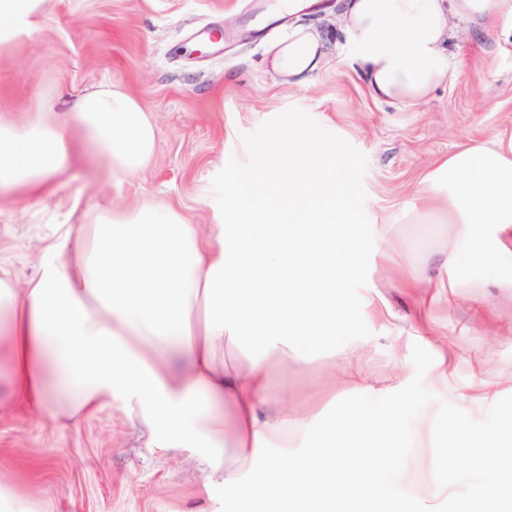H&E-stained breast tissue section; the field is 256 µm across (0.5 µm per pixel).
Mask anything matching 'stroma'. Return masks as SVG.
Returning <instances> with one entry per match:
<instances>
[{
    "mask_svg": "<svg viewBox=\"0 0 512 512\" xmlns=\"http://www.w3.org/2000/svg\"><path fill=\"white\" fill-rule=\"evenodd\" d=\"M340 0L288 16L278 0H47L36 28L18 46L0 48V113L25 112L59 95L111 82L149 112L155 152L140 174L115 181L82 152L53 193L0 209V276L26 287L46 249L63 234L71 210L107 202L119 209L164 204L200 231L213 224V202L234 192L230 172L252 166L275 136L292 128L335 147L342 157L344 220L370 232L346 288L348 314L331 329L335 349L289 355L272 370L271 388L292 404L318 391L351 396L339 367L359 352L373 379L406 386L417 337L409 322L417 298L380 256L383 237L401 248L428 283L430 256L448 250L445 224L418 222V182L433 164L472 139L512 137V44L467 30L453 58L456 81L425 102L396 108L374 101L344 65ZM326 30L332 64L306 87L266 72L272 44L292 23ZM495 264L472 267L456 306L430 310L432 343L452 356L448 384L430 411L454 402L472 377L512 383V294L495 288ZM381 293L389 307L373 315ZM150 433L119 401L78 422L18 402L0 378V483L18 489L41 512H254L228 502L207 481L204 463L182 448H154ZM433 448L414 445L399 485L426 506L441 499L419 476Z\"/></svg>",
    "mask_w": 512,
    "mask_h": 512,
    "instance_id": "obj_1",
    "label": "stroma"
}]
</instances>
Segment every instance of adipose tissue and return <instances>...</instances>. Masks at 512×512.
<instances>
[{"label":"adipose tissue","mask_w":512,"mask_h":512,"mask_svg":"<svg viewBox=\"0 0 512 512\" xmlns=\"http://www.w3.org/2000/svg\"><path fill=\"white\" fill-rule=\"evenodd\" d=\"M44 2L0 0L1 48L33 31ZM341 9L354 69L372 99L397 107L455 81L454 22L512 37V0H342ZM328 44L323 31L299 25L273 45L267 64L304 87L323 68ZM79 139L120 177L154 154L147 112L101 83L19 123L0 115V201L50 190L73 166ZM271 151L276 170L239 171L247 192L221 203L207 235L161 205L98 208L49 247L36 281L20 290L0 277V364L15 397L40 411L73 418L108 400L136 402L154 446L198 449L209 482L260 512H314L317 500L332 501L333 512H357L358 504L383 502L380 477L406 439L402 403L362 418L354 443L345 416L326 421L309 405L272 412L269 381L300 336L316 340L326 321L345 315V286L368 231L342 222L339 182L317 177L335 167V154L291 131ZM418 195L423 214L454 228L442 264L449 287L466 278L463 255L475 266L501 263L497 285L511 291L512 141L461 145L427 171ZM253 341L259 353L247 369L225 365V343ZM292 418L311 452L251 473L255 458L287 440ZM386 505L411 512L405 498Z\"/></svg>","instance_id":"1"}]
</instances>
